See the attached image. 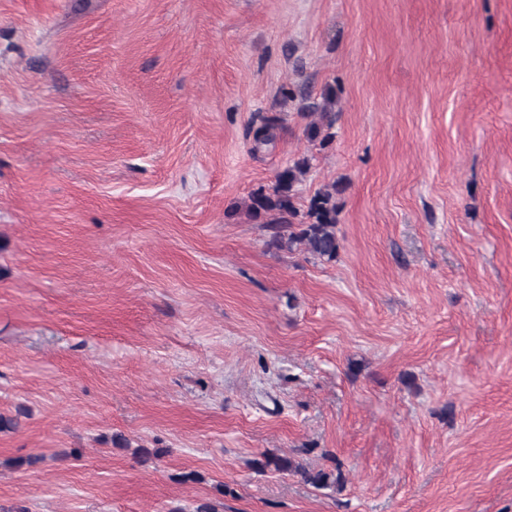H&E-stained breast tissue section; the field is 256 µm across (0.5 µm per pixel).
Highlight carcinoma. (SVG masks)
<instances>
[{
	"label": "carcinoma",
	"mask_w": 512,
	"mask_h": 512,
	"mask_svg": "<svg viewBox=\"0 0 512 512\" xmlns=\"http://www.w3.org/2000/svg\"><path fill=\"white\" fill-rule=\"evenodd\" d=\"M334 100L325 96L321 101L303 106L301 116L307 119L305 132L312 141L326 145L333 139L331 129L336 122L333 112ZM279 118L266 117L263 123L253 130L254 149L270 144L274 139V130ZM308 159L301 158L277 173L274 185L266 190L259 188L249 196L248 215L265 224H276L278 230L270 240V245L290 251L299 249L313 257L332 261L340 249L336 234L338 210L336 194L341 192L339 185L333 183L312 196L302 212L296 206L297 186L308 170ZM254 469L265 472L293 471L302 480L314 487H324L333 480V473L323 469L310 470L292 460L264 453L253 461Z\"/></svg>",
	"instance_id": "obj_1"
}]
</instances>
